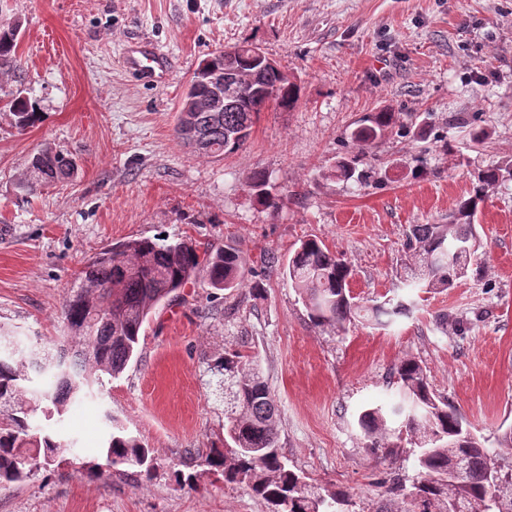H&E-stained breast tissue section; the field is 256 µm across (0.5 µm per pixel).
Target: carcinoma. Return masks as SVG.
<instances>
[{
  "instance_id": "cac0c4a2",
  "label": "carcinoma",
  "mask_w": 512,
  "mask_h": 512,
  "mask_svg": "<svg viewBox=\"0 0 512 512\" xmlns=\"http://www.w3.org/2000/svg\"><path fill=\"white\" fill-rule=\"evenodd\" d=\"M20 30L19 22L0 19L1 71L17 62ZM233 66L219 51L202 60L183 101L206 93L210 71ZM246 71L258 93L232 100L222 123H211L208 112L190 113L196 132L206 138V155L220 157L245 145L255 118L266 107L265 95L283 109H292L299 101L297 85L282 73L258 66ZM6 106L20 130L39 120L29 98L20 93ZM395 124L391 111L361 120L350 134L357 155L338 161L330 176L353 178L359 157ZM76 168L72 156L46 147L33 156L23 187L30 190L68 179ZM506 179H512V160L480 170L469 196L448 214L447 223L409 226L405 287L444 291L467 276L468 260L479 246L474 221L480 204ZM268 185L263 172L251 177L250 190L257 201L276 210L279 197L266 189ZM287 272L315 325L337 335L360 312L348 289V265L323 242L302 241L288 260ZM200 276L210 287L226 290L244 282L245 267L232 247L202 250L188 239L167 237L129 240L91 258L62 307L67 339L54 340L48 348L33 346L28 355L0 358V486L31 479L74 448L71 438L38 432L34 420L62 418L68 405L91 394L102 376L119 377L137 355L142 327L152 309ZM411 304L403 297L390 299L372 307V317L386 326L409 311ZM208 368L224 382V430L233 446L210 449L201 465L224 476L227 483L244 486L267 505L268 512H354L349 494L310 482L281 454L278 408L254 357L226 350L209 359ZM396 374V402L363 410L358 425L370 448L385 447L394 435L407 436L420 480L382 512H448L453 502L461 504L464 512H512V493L490 480L499 473L508 477L505 486L512 489V427L498 435V450L492 451L471 434L456 407L430 391L418 361L402 359ZM395 418L400 421L397 428L391 426ZM104 423L106 466L137 468L151 477L154 459L141 439L109 411Z\"/></svg>"
}]
</instances>
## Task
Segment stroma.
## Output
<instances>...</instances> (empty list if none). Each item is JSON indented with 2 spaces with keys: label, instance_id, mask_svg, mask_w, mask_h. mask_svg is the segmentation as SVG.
Masks as SVG:
<instances>
[{
  "label": "stroma",
  "instance_id": "35a3bbf8",
  "mask_svg": "<svg viewBox=\"0 0 512 512\" xmlns=\"http://www.w3.org/2000/svg\"><path fill=\"white\" fill-rule=\"evenodd\" d=\"M1 17L19 21L21 37L0 95L23 91L40 120L21 131L0 111V324L31 344L60 338L89 259L131 239L234 247L260 290L200 280L156 307L137 360L103 395L44 422L76 438L72 453L0 488V512H268L201 464L224 445V395L205 360L239 347L277 399L282 452L317 485L350 493L357 512H379L387 475L418 476L412 455L375 453L357 425L363 406L392 397L403 357L495 448L512 426V179L480 208L464 281L413 294L391 325L317 327L284 267L317 238L350 267L358 304L402 296L409 225L447 218L479 170L512 158V0H0ZM135 39L172 57L166 83L124 67ZM247 43L288 73L300 100L259 113L238 151L195 153L173 132L185 89L211 52ZM382 109L397 123L368 149L367 182L327 178L352 155L358 121ZM46 145L75 156L74 177L21 191ZM257 171L279 210L251 198ZM108 410L151 448L152 479L88 475L103 460ZM176 470L196 475L195 488L177 485Z\"/></svg>",
  "mask_w": 512,
  "mask_h": 512
}]
</instances>
